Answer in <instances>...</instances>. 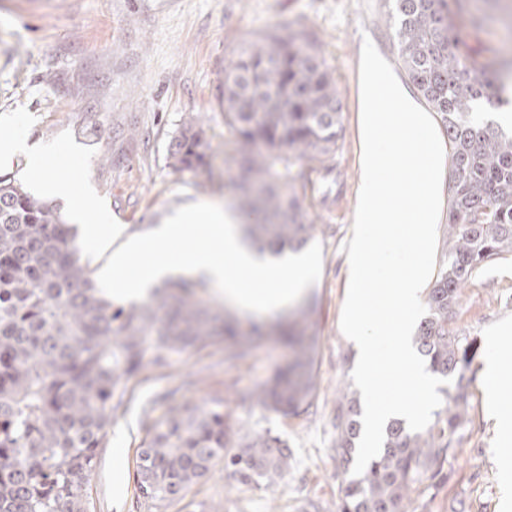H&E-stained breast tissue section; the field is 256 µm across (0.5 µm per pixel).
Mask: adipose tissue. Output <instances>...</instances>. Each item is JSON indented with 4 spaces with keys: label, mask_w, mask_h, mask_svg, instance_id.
<instances>
[{
    "label": "adipose tissue",
    "mask_w": 512,
    "mask_h": 512,
    "mask_svg": "<svg viewBox=\"0 0 512 512\" xmlns=\"http://www.w3.org/2000/svg\"><path fill=\"white\" fill-rule=\"evenodd\" d=\"M30 164L41 175L43 191L71 203L84 237L111 249L99 276L108 283L113 301L142 302L165 279L202 277L221 288L228 303L251 312L274 313L305 295L312 283L314 256L289 250L279 258L258 255L237 229L239 213L209 203L173 216L147 241L112 249L116 232L111 225L86 220L93 209L90 198L75 193L70 181L57 177L43 155L33 154ZM197 224L208 226L206 238L192 236L190 229ZM497 333L492 344L498 356L482 368L483 403L488 419L499 425L505 445L512 446V366L500 359L502 353L512 352V324H503Z\"/></svg>",
    "instance_id": "ef3b65f1"
}]
</instances>
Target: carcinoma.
<instances>
[{"mask_svg": "<svg viewBox=\"0 0 512 512\" xmlns=\"http://www.w3.org/2000/svg\"><path fill=\"white\" fill-rule=\"evenodd\" d=\"M465 12L466 0H394L399 58L439 117L452 162L447 263L414 337L428 369L451 380L447 403L420 433L400 420L387 423L380 454L348 480L341 512H403L411 488L436 479L437 462L456 452L464 380L478 346L448 328V320L473 274L512 255V134L472 119L477 101H498L512 85V54L468 52ZM224 127L240 158L236 189L238 210L249 219L246 240L261 253L306 246L316 230L304 207L310 175L330 171L342 132L336 85L316 42L283 22L240 52L224 77ZM207 148L203 127L185 122L170 152L173 170L203 166ZM205 288L201 280L181 279L158 288L146 304L112 308L58 211L0 176V512H87L96 450L123 404L125 383L144 368L147 340L159 366L216 335L231 341V356L249 354L229 314L193 302ZM311 314L304 305L288 327H267L288 337L294 358L255 398L284 416L304 412L315 391ZM359 415L353 397L336 413V458L345 475L362 429ZM236 445L223 402L174 414L138 453L140 496L158 512L219 460L241 484L288 471L290 452L280 437L255 434L243 453L226 452Z\"/></svg>", "mask_w": 512, "mask_h": 512, "instance_id": "obj_1", "label": "carcinoma"}]
</instances>
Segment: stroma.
<instances>
[{"instance_id":"1","label":"stroma","mask_w":512,"mask_h":512,"mask_svg":"<svg viewBox=\"0 0 512 512\" xmlns=\"http://www.w3.org/2000/svg\"><path fill=\"white\" fill-rule=\"evenodd\" d=\"M512 0H469L480 26L469 28L478 52L499 48L512 34ZM393 0H0V137L23 143L4 175L39 194L30 150L77 193H90L97 214L120 225L123 238L149 235L195 203L233 201L240 167L226 146L221 92L224 68L241 49L282 21L315 40L336 82L342 137L333 170L315 176L307 193L317 224L309 249L319 258L307 296L315 302L316 390L308 409L285 417L247 394L288 359L276 338L257 339L246 358L223 342L172 354L150 364L125 389L88 486L89 512H148L137 489V453L148 431L172 411L223 402L240 434L271 433L291 452L287 475L274 484L243 485L216 466L166 512H340L346 480L336 462V411L355 386L353 346L340 329L344 303L342 247L355 203L358 126L356 61L371 40L398 64ZM195 118L209 141L204 168L176 173L168 165L183 121ZM512 321V256L487 265L462 288L450 325L477 338L467 373L465 420L457 451L440 475L414 485L404 512H501L506 476L500 437L485 417L481 368L489 338Z\"/></svg>"}]
</instances>
